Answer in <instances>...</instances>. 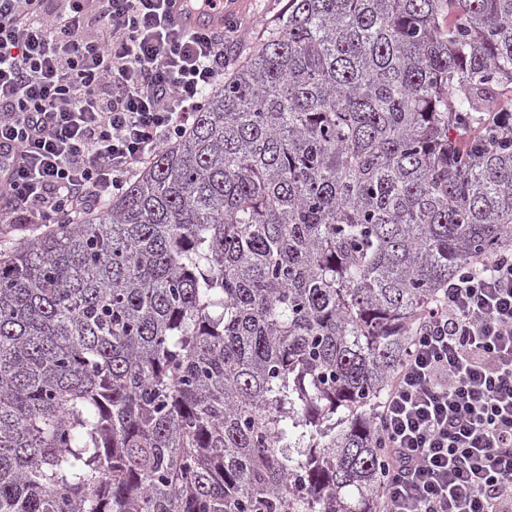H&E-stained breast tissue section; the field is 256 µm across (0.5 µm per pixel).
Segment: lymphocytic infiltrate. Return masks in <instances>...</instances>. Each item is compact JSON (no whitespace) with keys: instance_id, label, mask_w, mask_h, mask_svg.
Masks as SVG:
<instances>
[{"instance_id":"lymphocytic-infiltrate-1","label":"lymphocytic infiltrate","mask_w":512,"mask_h":512,"mask_svg":"<svg viewBox=\"0 0 512 512\" xmlns=\"http://www.w3.org/2000/svg\"><path fill=\"white\" fill-rule=\"evenodd\" d=\"M171 0H0V222L50 226L121 195L224 81V31ZM382 512H512V247L414 328L378 410Z\"/></svg>"}]
</instances>
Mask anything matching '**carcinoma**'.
I'll return each instance as SVG.
<instances>
[{"label": "carcinoma", "mask_w": 512, "mask_h": 512, "mask_svg": "<svg viewBox=\"0 0 512 512\" xmlns=\"http://www.w3.org/2000/svg\"><path fill=\"white\" fill-rule=\"evenodd\" d=\"M512 244V0H288L118 197L0 252V512H377L416 319Z\"/></svg>", "instance_id": "obj_1"}]
</instances>
